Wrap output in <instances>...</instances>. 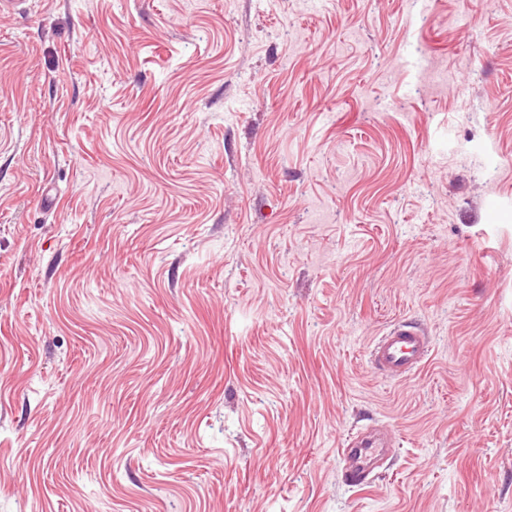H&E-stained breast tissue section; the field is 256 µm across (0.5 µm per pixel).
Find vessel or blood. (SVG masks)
<instances>
[{
  "label": "vessel or blood",
  "mask_w": 512,
  "mask_h": 512,
  "mask_svg": "<svg viewBox=\"0 0 512 512\" xmlns=\"http://www.w3.org/2000/svg\"><path fill=\"white\" fill-rule=\"evenodd\" d=\"M431 350L429 336L412 323L401 321L374 341L370 356L375 369L401 378L423 367ZM391 453V442L381 440L372 430L348 434L339 450L344 475L356 486L367 483Z\"/></svg>",
  "instance_id": "1"
}]
</instances>
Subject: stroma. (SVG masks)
<instances>
[{
    "instance_id": "stroma-1",
    "label": "stroma",
    "mask_w": 512,
    "mask_h": 512,
    "mask_svg": "<svg viewBox=\"0 0 512 512\" xmlns=\"http://www.w3.org/2000/svg\"><path fill=\"white\" fill-rule=\"evenodd\" d=\"M0 512H512V0L0 14ZM432 345L419 327L401 321L374 341L371 361L387 377L401 378L426 364ZM377 430H362L345 436L340 459L343 462L344 476L355 486H362L389 458L392 443L389 438L383 442L377 437Z\"/></svg>"
}]
</instances>
